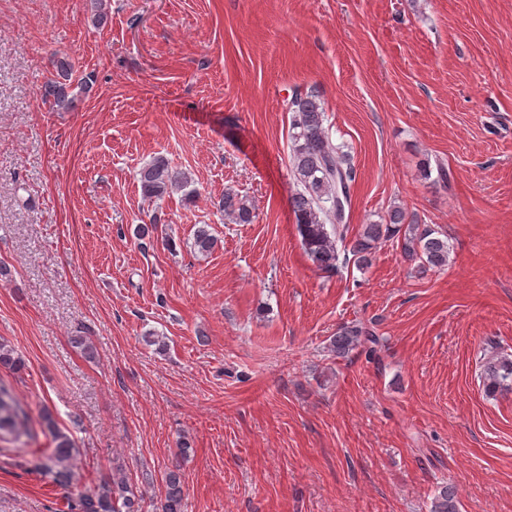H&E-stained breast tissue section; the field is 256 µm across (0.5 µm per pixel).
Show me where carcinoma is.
<instances>
[{"instance_id": "obj_1", "label": "carcinoma", "mask_w": 512, "mask_h": 512, "mask_svg": "<svg viewBox=\"0 0 512 512\" xmlns=\"http://www.w3.org/2000/svg\"><path fill=\"white\" fill-rule=\"evenodd\" d=\"M43 97L59 110L70 109L74 101L65 84L58 81L45 86ZM284 106L291 113L292 173L301 186L292 196L298 232L312 264L322 272L331 273L338 268L337 242L345 241L349 231L346 210L351 202L356 170L350 155L331 140L324 126L323 103L315 90H295L291 98L284 101ZM140 182L144 195L150 199H161L188 185L185 174L163 156L155 157L141 170ZM224 213L238 224H249L253 218L249 200L237 193L224 194ZM405 220V211L397 207L390 211L386 223L363 225L349 248L354 263L361 268L370 265L377 248L402 232L405 255L420 260V272L447 267L448 239L437 236L430 228L407 225ZM216 244L217 239L207 226L197 228L194 251L208 255ZM365 343L370 344V352L375 353L381 339L362 324L350 323L338 329L330 346L336 356L344 358ZM0 366L19 370L24 363L10 346L0 343ZM483 386L490 395L512 390L511 354L498 355L486 363ZM27 422V412L9 388L0 385V439L21 441L28 435ZM43 422L52 434L54 448L44 455L41 468L53 475L58 485L67 487L71 482L74 441L56 429L51 413H44ZM165 483L167 493L162 512H182L184 475L179 465L168 469ZM68 507L70 512H140V496L136 488L115 471L101 477L92 492L70 500ZM432 512H458L454 495L448 488H443L435 497Z\"/></svg>"}]
</instances>
